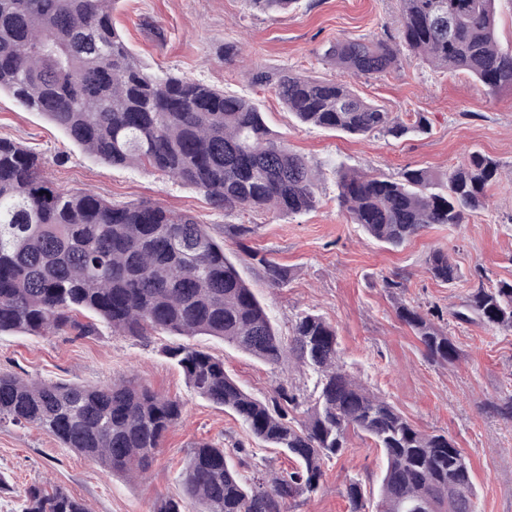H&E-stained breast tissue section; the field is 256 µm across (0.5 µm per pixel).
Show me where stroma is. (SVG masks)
I'll list each match as a JSON object with an SVG mask.
<instances>
[{"label": "stroma", "mask_w": 512, "mask_h": 512, "mask_svg": "<svg viewBox=\"0 0 512 512\" xmlns=\"http://www.w3.org/2000/svg\"><path fill=\"white\" fill-rule=\"evenodd\" d=\"M399 0H300L288 13L252 14L244 0H119L114 22L131 50L153 72H174L252 99L268 127L282 135L320 173L314 211L289 217L214 209L193 187L135 166L112 167L82 151L44 117L21 110L0 93V137L9 138L42 160V174L56 187L126 205L148 200L185 211L205 224L236 255L225 238L228 224L256 227L253 247L289 267L286 287L271 288L242 268L281 335L296 316H322L337 332L345 369L386 398L419 429L448 433L469 459L476 512H512V421L491 415L490 402L512 389V333L479 324H460L452 314L466 297L475 271L490 281L512 280V91L489 93L471 76L432 68L410 53L403 66L372 78H349L330 66L324 51L342 38H373L395 29ZM239 55L225 61V43ZM262 68L349 81L365 98L386 107L400 122L428 117L427 133L395 139L350 137L297 124L276 96L251 85L248 74ZM481 151L503 165L506 176L492 190L485 210L465 224H435L397 250L385 249L361 225L350 223L336 195L338 166L396 178L408 168L447 171L469 153ZM448 251L461 271L456 285L433 280L425 258ZM403 272L407 285L396 294L383 278ZM437 307L459 351L457 361H429L411 329L397 315L400 304ZM166 339L140 342L113 335H0V371L35 379L105 385L133 377L156 391L181 399L185 410L166 434L149 476L128 482L33 427L0 426V512H21L26 489L35 483L63 486L82 498L90 512H150L156 498L178 493L180 474L196 442L219 445L241 440L254 461L290 467L279 450L250 438L231 415L199 398L183 373L159 351ZM194 345L222 357L224 367L248 392L264 397L281 383L312 391L314 379L296 362L270 366L207 336ZM382 456L365 437H350L345 452L326 463L322 485L298 512H349L345 490L352 481L376 489Z\"/></svg>", "instance_id": "35a3bbf8"}]
</instances>
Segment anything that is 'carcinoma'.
<instances>
[{
    "mask_svg": "<svg viewBox=\"0 0 512 512\" xmlns=\"http://www.w3.org/2000/svg\"><path fill=\"white\" fill-rule=\"evenodd\" d=\"M117 2L0 0V93L46 117L96 160L159 171L226 213L313 210L317 175L272 133L257 105L148 71L116 29ZM298 2L245 0L264 14L288 12ZM495 2L401 0L396 34L338 41L325 57L352 76H373L397 68L404 48L437 69L476 77L491 94L512 90V51L497 44ZM250 81L274 92L302 125L393 138L428 129L422 115L411 126L397 122L348 83L261 68ZM336 174L347 218L394 250L432 224H466L488 207L501 164L473 151L444 173ZM225 228L242 253L235 262L192 215L60 190L43 177L38 158L0 138V335L97 336L103 322L112 334L137 340L210 336L270 366L289 357L311 372V394L281 384L260 399L228 374L224 359L188 343L162 345L196 395L288 455L294 467L275 472L253 464L240 442H200L181 473L179 494L157 499L151 512H297L352 433L372 439L385 458L375 512H475L472 467L453 439L421 431L352 378L340 362L336 328L321 316L301 313L289 336L280 335L237 264L271 288L288 284V266L250 246L255 225ZM425 263L434 280L458 281L447 252L434 249ZM476 276L453 317L512 332V281L488 285L481 272ZM398 316L430 361L458 358L433 311L402 304ZM183 411L181 400L134 378L85 386L0 372V426L41 429L114 477L144 476ZM346 498L350 512H366L361 483H350ZM23 512L89 510L83 499L47 483L28 488Z\"/></svg>",
    "mask_w": 512,
    "mask_h": 512,
    "instance_id": "cac0c4a2",
    "label": "carcinoma"
}]
</instances>
